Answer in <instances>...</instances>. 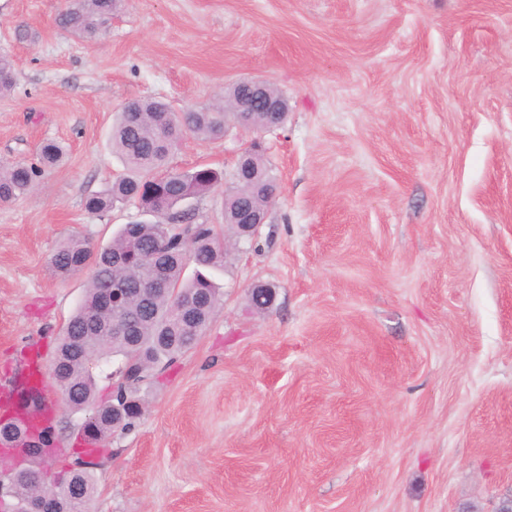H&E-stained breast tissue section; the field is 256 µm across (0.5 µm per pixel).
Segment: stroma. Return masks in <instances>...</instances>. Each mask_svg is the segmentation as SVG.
Listing matches in <instances>:
<instances>
[{
	"label": "stroma",
	"instance_id": "obj_1",
	"mask_svg": "<svg viewBox=\"0 0 512 512\" xmlns=\"http://www.w3.org/2000/svg\"><path fill=\"white\" fill-rule=\"evenodd\" d=\"M62 0H0V160L65 163L0 202V387L48 367L90 270L74 235L133 220L88 194L126 173L127 102L214 103L259 78L284 126L183 138L170 170L232 175L259 140L278 193L214 275L206 330L140 392L90 512H496L512 498V0H124L103 36ZM28 40H16V28ZM272 285L259 309L250 287Z\"/></svg>",
	"mask_w": 512,
	"mask_h": 512
}]
</instances>
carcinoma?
<instances>
[{"instance_id": "1", "label": "carcinoma", "mask_w": 512, "mask_h": 512, "mask_svg": "<svg viewBox=\"0 0 512 512\" xmlns=\"http://www.w3.org/2000/svg\"><path fill=\"white\" fill-rule=\"evenodd\" d=\"M122 0H66L58 16L64 30L88 41L97 40L105 19L118 10ZM15 84L14 61L0 55V97L10 94ZM247 94L246 87L235 84L225 100L205 108L176 109L151 99L131 102L119 113L112 126V151L123 160L130 175L112 182L105 189L87 195L83 206L87 214L101 217L120 204H140L150 213L151 221L123 225L104 247L94 246L88 239L74 235L61 244L50 260L52 273L67 277L92 268L82 303L69 319L60 336L53 360L64 362L63 373L50 374L56 390L65 396L73 412H86L80 431L84 439L99 440L112 435V405L129 399L140 401L138 393L152 376V370L167 365L190 349L195 340L191 329L174 319V312L183 308L197 320L210 318L219 303V293L207 270L224 267V237L212 224H199L187 216L182 204L185 192L199 198L224 183V172L200 165L188 170L163 169L171 153L185 133L201 139L224 136V111L232 110ZM65 148L54 141L43 143L38 163L0 161V201L8 202L28 193L41 173L60 166ZM243 203L265 206V198L257 195L247 183L235 186ZM190 225L194 238L189 249L179 242L182 226ZM197 271L184 276L188 260ZM161 275L168 281V290L158 292L151 282ZM116 287L134 290L132 309L143 303L138 323V349L149 354V364L141 366L134 360L128 346L112 338V308L105 301ZM119 360L112 376L125 379L105 398L98 396L91 365L105 358ZM43 396H38L32 414L15 418L24 437L21 446L42 442L43 452L28 456L41 469L16 466L20 478L14 486V504L20 505L39 493L44 484L78 483L82 493L66 497L60 504L64 512H88L95 489L93 469L99 463L80 452L65 454L57 448V436L44 428L32 429L28 421L41 411Z\"/></svg>"}]
</instances>
